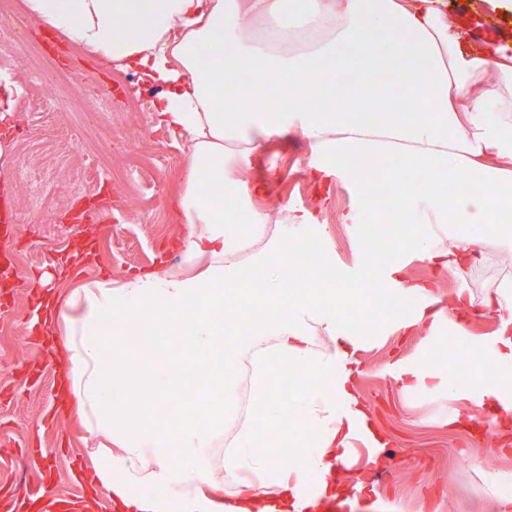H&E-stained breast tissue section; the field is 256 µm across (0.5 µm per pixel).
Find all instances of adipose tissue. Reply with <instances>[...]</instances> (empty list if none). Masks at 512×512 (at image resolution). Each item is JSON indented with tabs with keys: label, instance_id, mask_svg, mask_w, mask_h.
I'll use <instances>...</instances> for the list:
<instances>
[{
	"label": "adipose tissue",
	"instance_id": "obj_1",
	"mask_svg": "<svg viewBox=\"0 0 512 512\" xmlns=\"http://www.w3.org/2000/svg\"><path fill=\"white\" fill-rule=\"evenodd\" d=\"M35 25L64 34L79 53L112 73L137 74L138 87L164 93L154 129L187 148L171 197L180 217L169 247L178 266L157 262L120 277L72 281L54 293L47 318L30 331L54 340L58 403L90 441L78 512L108 498L122 512H145L140 487L163 493L191 483L185 506L229 500L232 512H294L301 487L321 498H351L340 480L356 430L374 438L360 393L368 326L350 311L355 295L380 286L416 301L405 336L423 337L417 357L399 365L406 393L430 391L449 407L490 408L496 446H512V45L472 44L445 0H24ZM236 106L224 103L226 87ZM384 106L360 118V96ZM404 100L409 110H394ZM308 149L304 178L311 203L291 207L253 178L262 153L282 137ZM402 150L408 169L389 167ZM349 193L333 202L335 186ZM382 189L383 206L373 204ZM260 207H253V200ZM419 224L410 259L384 263L373 234L337 262L323 243L328 219ZM315 247L299 269L296 255ZM494 272L483 306L499 311L493 340L469 391H461L436 346L449 332L466 339L468 282L476 264ZM434 271L415 277L410 262ZM264 269L262 283L253 272ZM461 283L453 302L439 275ZM169 336L139 343L104 363L118 338L115 314ZM251 337L250 406L214 465L198 448L224 437V380L236 374L225 331ZM300 381L280 400V370ZM288 449L279 459L278 449Z\"/></svg>",
	"mask_w": 512,
	"mask_h": 512
}]
</instances>
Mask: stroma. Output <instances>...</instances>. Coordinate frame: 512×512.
Here are the masks:
<instances>
[{"label": "stroma", "instance_id": "obj_1", "mask_svg": "<svg viewBox=\"0 0 512 512\" xmlns=\"http://www.w3.org/2000/svg\"><path fill=\"white\" fill-rule=\"evenodd\" d=\"M151 123L148 112H128L112 122L118 148L94 191L118 198L114 221L76 224L62 214L57 224H32L14 236L17 279L0 288V500L13 497L24 483L51 466L56 467L61 486H68L83 463L80 441L55 408L56 366L27 331L24 314L32 309L31 285L38 272L53 265L58 254L85 235L97 242L98 262L85 269L90 277L103 271L119 275L146 268L161 254L168 264L182 261L180 252L160 251L180 223L165 201L185 163L182 139L168 135L158 143L161 162L143 177L139 189H132L126 179L128 154L138 139L148 135ZM305 158L303 146L290 142L262 157L264 167L280 177L276 190L291 206L309 203L300 170ZM419 344L416 336L379 331L363 354L362 397L374 424L400 448L402 456L372 471L371 492L359 501V512H506L496 476L512 474V451L498 453L476 445L481 413L462 415L459 426L447 427V403L427 392L403 396L387 373V366L415 357ZM37 437L45 447L56 449L57 455L35 465L26 451ZM464 451L489 459V467L457 466L456 459Z\"/></svg>", "mask_w": 512, "mask_h": 512}]
</instances>
